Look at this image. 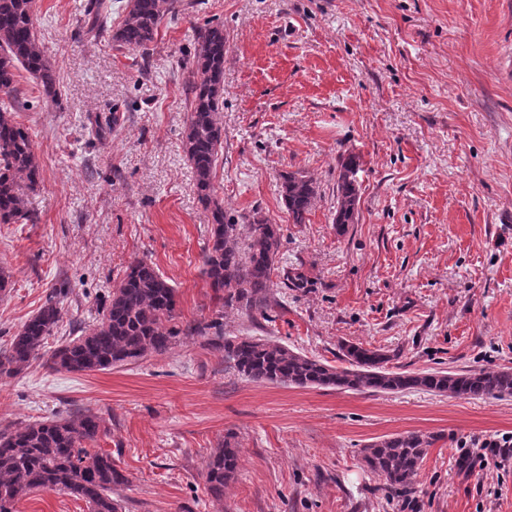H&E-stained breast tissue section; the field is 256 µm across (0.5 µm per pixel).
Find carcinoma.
<instances>
[{"label":"carcinoma","mask_w":512,"mask_h":512,"mask_svg":"<svg viewBox=\"0 0 512 512\" xmlns=\"http://www.w3.org/2000/svg\"><path fill=\"white\" fill-rule=\"evenodd\" d=\"M110 0H93L87 11V34L98 36L112 20ZM175 12V0H127L126 15L113 31L112 41L130 49L147 50L166 16ZM23 68L57 94L53 67L35 30V0H0V224L32 221L22 187L32 189L39 178V162L26 127L14 118L15 70ZM224 25L207 23L196 31L189 90L184 153L195 174L199 201L209 213L208 244L202 254V273L221 310L209 321H177L176 289L143 258H134L112 289L101 317L81 336L45 350L61 320V298L68 290L54 289L39 311L23 323L10 344L0 347V380L12 378L35 360L52 370L94 372L168 352L190 336L213 338L207 345L224 352L242 375L257 382L299 387L398 393L424 390L451 397L502 399L512 397V367L390 372L388 356L379 349L354 344L341 346L347 366L337 367L297 353L279 343L261 339L227 340L223 336L224 309L247 315L270 306L275 263L280 248V226L261 220L249 225L241 242V225L227 217L215 195L213 173L224 143L218 119L223 106ZM358 163L350 156L340 164L336 182V228L354 223L359 202ZM282 196L289 220L306 223L317 191L301 173L281 176ZM105 428L92 412L16 425L0 430V512H17L18 503L33 490L68 493L85 501L89 512H119L112 488L124 477L112 466L109 453L86 444ZM434 438L408 432L375 441L363 448L362 462L380 476L392 495L410 490L413 478ZM237 452L230 445L217 449L206 465L211 495L224 496L232 479Z\"/></svg>","instance_id":"obj_1"}]
</instances>
